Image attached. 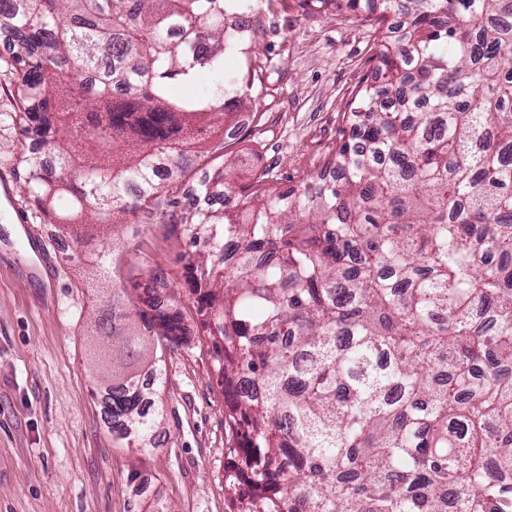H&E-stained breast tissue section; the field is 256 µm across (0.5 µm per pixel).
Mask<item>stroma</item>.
I'll return each mask as SVG.
<instances>
[{"instance_id":"obj_1","label":"stroma","mask_w":512,"mask_h":512,"mask_svg":"<svg viewBox=\"0 0 512 512\" xmlns=\"http://www.w3.org/2000/svg\"><path fill=\"white\" fill-rule=\"evenodd\" d=\"M358 11L300 0H240L254 14L257 50L227 58V74L245 78L263 66V92L247 112L266 121L241 124L234 139L212 136L192 157L185 184L209 170L217 152L273 168L282 185L295 187L318 172L335 148L353 91L377 83V35ZM14 212L0 215V512H236L227 477L239 460L237 437L226 414L230 393L213 368L208 336L193 331L184 345L162 356V417L152 447L121 448L93 392L108 379L93 354L90 325L106 307L107 292L89 272L88 259L105 241L96 230L83 240V259H70L55 224H39L52 278L31 276L28 263L5 239L17 215L33 218L28 197L15 196ZM191 207L184 198H161L120 227L113 253L119 279L138 277L140 254L162 268L175 287L178 307L195 318V297L182 277L181 249L169 222Z\"/></svg>"}]
</instances>
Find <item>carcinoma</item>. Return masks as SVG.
<instances>
[{
	"label": "carcinoma",
	"mask_w": 512,
	"mask_h": 512,
	"mask_svg": "<svg viewBox=\"0 0 512 512\" xmlns=\"http://www.w3.org/2000/svg\"><path fill=\"white\" fill-rule=\"evenodd\" d=\"M238 0H6L11 120L0 143L36 218L81 243L172 191L198 147L250 93L224 76L255 34L226 25ZM404 19L392 31L387 13ZM379 85L355 91L325 168L284 188L227 166L199 186L227 206L169 224L204 289L218 376L237 386L230 426L237 512H512V0H383ZM106 66L83 111L82 74ZM208 87L194 95L176 86ZM44 145L67 180L42 169ZM169 169L154 183L150 170ZM129 181L143 192L126 193ZM92 332L112 362V440L145 449L164 374L158 353L191 330L165 297L112 281Z\"/></svg>",
	"instance_id": "carcinoma-1"
}]
</instances>
